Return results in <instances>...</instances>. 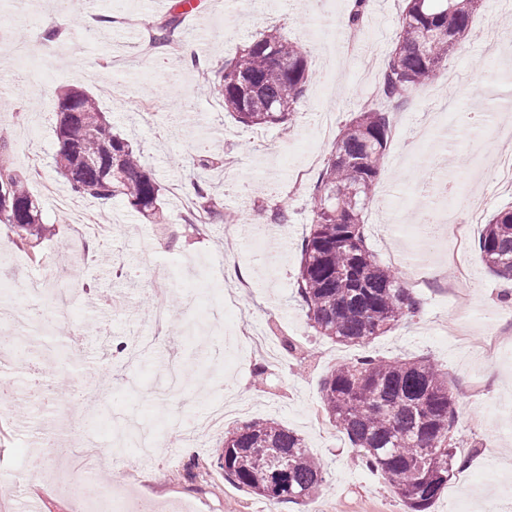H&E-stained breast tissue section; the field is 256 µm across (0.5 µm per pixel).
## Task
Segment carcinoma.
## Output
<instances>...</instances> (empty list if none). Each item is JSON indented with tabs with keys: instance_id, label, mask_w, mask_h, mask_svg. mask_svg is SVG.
<instances>
[{
	"instance_id": "1",
	"label": "carcinoma",
	"mask_w": 512,
	"mask_h": 512,
	"mask_svg": "<svg viewBox=\"0 0 512 512\" xmlns=\"http://www.w3.org/2000/svg\"><path fill=\"white\" fill-rule=\"evenodd\" d=\"M400 31L382 81V94L399 100L429 84L473 36L479 0H405ZM180 16L156 27L159 45L172 40ZM312 73L302 49L270 29L249 41L218 72L211 93L224 111L246 126L285 124L298 116ZM54 163L72 192L99 200L121 197L152 215L160 186L144 170L141 153L120 135L95 98L75 88L58 93ZM386 113L365 105L345 124L325 162L312 197L313 230L302 245L298 292L313 327L347 346H363L419 312L421 303L365 244L362 214L375 195L388 143ZM0 222L15 229L22 251L42 239L41 211L22 179L0 162ZM485 267L512 278V208L496 213L478 240ZM322 403L347 435L365 468L381 472L408 512H428L465 465L452 448L455 396L448 381L422 359L370 355L336 365L322 382ZM224 479L271 504L311 500L324 469L295 432L269 420L251 421L224 433Z\"/></svg>"
}]
</instances>
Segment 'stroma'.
<instances>
[{
    "label": "stroma",
    "instance_id": "1",
    "mask_svg": "<svg viewBox=\"0 0 512 512\" xmlns=\"http://www.w3.org/2000/svg\"><path fill=\"white\" fill-rule=\"evenodd\" d=\"M177 0H83L79 23H67L66 37L53 57L38 56L28 83L17 84L14 57L0 51V156L9 159L37 202L47 231L34 254L13 247L9 225L0 223V275L12 288L0 291V307L23 303L29 281L61 290L62 302L42 298L44 311L59 325L50 339L21 349L9 374L12 411L0 416V512H94L99 493L148 500L163 508L180 502L192 512H406L402 501L376 471L362 467L344 432L320 413L325 375L364 355L425 357L444 373L456 397L453 442L467 465L453 472L449 490L470 504L469 512H512V479L495 464L512 447V350L489 357L480 349L484 322L498 316L503 290L512 280L482 264L469 233L471 307L454 309L439 288H415L420 312L365 347L344 346L319 335L298 294L302 241L312 224L311 197L334 138L360 106L372 104L390 123L385 163L374 201L364 213L369 248L383 265L392 256L374 229L375 221L402 225L400 250L418 253L429 265L446 267L453 237L429 241L416 235L415 203L409 187L426 166H435L455 189L441 199V210L465 218L472 206L484 216L512 205V189L488 196L494 177L490 153L497 136L512 125V105L498 95L512 89V48L490 64L486 32L503 29L512 4L481 0L473 19L474 39L449 56L435 81L397 102L368 97L379 83L399 31L404 0H377L362 23L375 39L377 65L367 70L362 49H347L353 26L350 0H196L183 15L173 39L196 48L198 66H182L177 52L143 56L139 33L155 29L176 12ZM56 0H0V35L25 49L41 43L43 30L25 20L59 14ZM329 16L335 36L318 43L312 28ZM95 24L96 36L86 35ZM276 28L298 43L313 73L300 120L277 127H247L225 112L206 88L214 72L231 60L255 33ZM70 87L93 95L115 133L143 156L145 170L160 185L161 222L142 216L126 201L108 203L71 192L53 165L57 93ZM476 110L496 113L497 122L475 130L459 122ZM208 142L212 164L201 168L197 146ZM310 169L295 184L296 171ZM52 183L55 196L41 192ZM203 182L216 201L217 216L207 224L189 222L187 183ZM89 209L112 226L98 237L70 223L56 197ZM285 207L287 241L248 233L254 220L275 224ZM164 293H151L152 281ZM250 285L240 304L247 322L266 336L269 356L225 352L216 340L189 336L194 311L188 292L202 308L224 313V296ZM70 357L54 360L52 346ZM251 400L247 415L228 418L204 441L187 431L203 419L219 390ZM137 416L161 429L164 443L155 456L138 449L112 452L109 428L116 417ZM269 419L298 433L324 468L319 496L308 503L271 504L225 480L219 467L225 430L247 420ZM55 438L57 454L35 455L33 448ZM93 441L105 457L91 465L83 456Z\"/></svg>",
    "mask_w": 512,
    "mask_h": 512
}]
</instances>
